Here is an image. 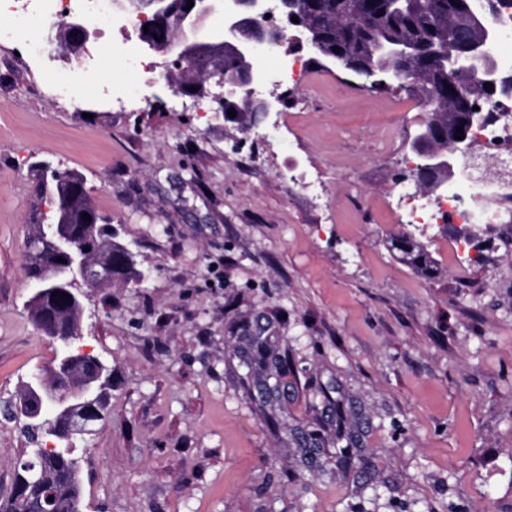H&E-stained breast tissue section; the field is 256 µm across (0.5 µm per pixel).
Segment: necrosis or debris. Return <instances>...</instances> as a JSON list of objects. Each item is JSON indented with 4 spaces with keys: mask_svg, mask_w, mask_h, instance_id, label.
I'll return each mask as SVG.
<instances>
[{
    "mask_svg": "<svg viewBox=\"0 0 512 512\" xmlns=\"http://www.w3.org/2000/svg\"><path fill=\"white\" fill-rule=\"evenodd\" d=\"M0 14L7 17L6 22L0 23V45L25 43L28 53L43 62L56 96L68 97L74 93L71 74L97 75V52L86 50L62 56L54 47V34L76 17L92 29H99L109 20L106 0H0ZM117 28L123 39L113 44L112 53L140 76L136 83L113 86V95L122 100L141 95L144 86L156 80L157 66L130 46L143 30L137 8L129 7L119 14ZM267 55L275 61L273 74L281 86L299 90L309 83L311 75L300 52L279 45L268 50ZM484 107L492 118L476 130L475 141L485 155L496 159L495 170L483 169L474 158L462 160L460 179L449 182L447 191L431 198L422 196L407 182H398L393 191L406 204L407 223H512V209L492 212L484 205L490 194L512 195V94L485 102Z\"/></svg>",
    "mask_w": 512,
    "mask_h": 512,
    "instance_id": "obj_1",
    "label": "necrosis or debris"
}]
</instances>
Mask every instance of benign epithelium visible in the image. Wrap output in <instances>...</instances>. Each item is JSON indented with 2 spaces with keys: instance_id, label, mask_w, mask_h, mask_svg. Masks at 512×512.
<instances>
[{
  "instance_id": "1",
  "label": "benign epithelium",
  "mask_w": 512,
  "mask_h": 512,
  "mask_svg": "<svg viewBox=\"0 0 512 512\" xmlns=\"http://www.w3.org/2000/svg\"><path fill=\"white\" fill-rule=\"evenodd\" d=\"M268 2L193 0L194 6L186 11L184 7L188 0H169L150 11L149 32L142 36L144 49L166 55L162 67L168 71L182 68V64L195 58L201 46L206 44L229 50L241 59L244 65L237 70H206V79L224 87L228 95L240 98L243 108L239 121L244 132L253 125L249 115L265 118L284 102L282 94H260V88L267 84V75L255 68L252 60L265 46L288 42L298 49L308 48L338 69L376 76L377 69L360 57L355 45L327 44V40L333 39L332 32L327 30V14L347 18L354 28L363 22V17L350 15L345 0H280L281 11L289 18L296 16L299 19L297 23L290 21L285 25L275 24L267 18L271 13ZM174 17L179 19L178 34L165 44L156 41L152 33L167 29ZM214 17L219 18V24H207ZM469 24L477 32L475 37L464 42L450 41L446 45L448 70L474 71L480 86L470 95H448V110L453 120L447 123L436 118L433 134L416 136L413 147L422 163L414 166L410 177L428 194L440 188L441 180H451L460 171L461 157L467 155L471 147L470 134L488 119L484 109L475 110L473 106L480 98H491L497 89L494 49L498 31L478 9L471 11ZM66 37L71 43L83 44L89 38V31L81 20L74 19L66 27ZM335 46L340 51H334ZM437 52L434 46L425 53L390 48L381 54V58L405 57L406 67L395 75L415 81L431 65V55ZM460 126L463 127L461 134L456 132ZM434 134L448 146L433 147ZM457 135L462 139H455ZM39 233L52 247L48 259L51 274L29 279L32 301L36 303L58 290L71 296V300L64 301L59 307L65 314L80 307L79 286L93 287L97 283L91 252L87 251V243L81 237L65 232L59 224H42ZM59 257L62 258L60 262L57 261ZM34 321L38 332L58 342L50 373L37 371L28 381V385L37 391V400L26 415L28 427L36 434L43 430L53 437L47 446L35 449L37 462L41 464L61 453L57 442H70L78 435L92 432V426L99 421L111 370L101 359L75 347L77 327L62 317L44 316L37 311Z\"/></svg>"
}]
</instances>
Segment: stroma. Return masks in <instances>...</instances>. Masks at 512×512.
<instances>
[{
    "instance_id": "stroma-1",
    "label": "stroma",
    "mask_w": 512,
    "mask_h": 512,
    "mask_svg": "<svg viewBox=\"0 0 512 512\" xmlns=\"http://www.w3.org/2000/svg\"><path fill=\"white\" fill-rule=\"evenodd\" d=\"M312 72L298 113L243 132L161 82L116 103L103 86L137 75L111 37L68 99L0 46V406L54 358L27 309L34 162L83 176L145 274L82 290L76 344L112 369L76 441L83 512H512V223L401 222L391 178L425 112L390 111L398 81ZM311 168L322 211L292 181ZM404 234L435 278L390 249ZM256 322L288 365L267 408L239 359ZM27 445L0 416V501Z\"/></svg>"
}]
</instances>
